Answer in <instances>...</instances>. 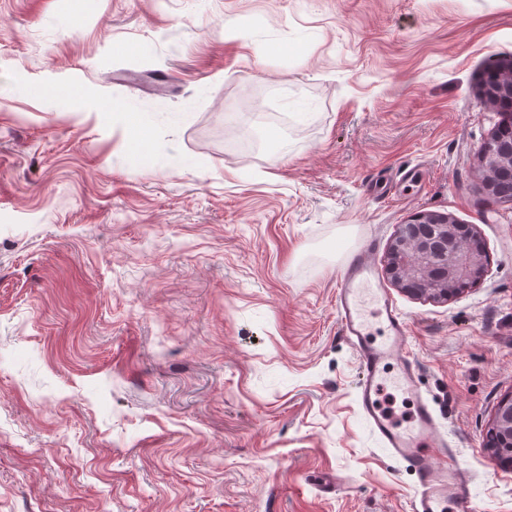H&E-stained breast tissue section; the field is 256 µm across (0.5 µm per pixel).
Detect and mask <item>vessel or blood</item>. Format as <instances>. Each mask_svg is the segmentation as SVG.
Returning <instances> with one entry per match:
<instances>
[{
    "label": "vessel or blood",
    "mask_w": 512,
    "mask_h": 512,
    "mask_svg": "<svg viewBox=\"0 0 512 512\" xmlns=\"http://www.w3.org/2000/svg\"><path fill=\"white\" fill-rule=\"evenodd\" d=\"M371 254L368 247L354 254L336 283L338 321L361 372L360 412L386 451L413 471L416 493L410 512H472L469 486L448 461L447 440L434 436L436 411L421 395L415 364L403 352L408 323L383 289L370 286ZM389 384L412 402L407 422H398L385 409L383 396Z\"/></svg>",
    "instance_id": "obj_1"
}]
</instances>
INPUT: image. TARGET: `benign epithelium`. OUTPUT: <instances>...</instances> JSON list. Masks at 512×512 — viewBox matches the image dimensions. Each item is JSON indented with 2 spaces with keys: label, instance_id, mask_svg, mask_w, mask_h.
Returning <instances> with one entry per match:
<instances>
[{
  "label": "benign epithelium",
  "instance_id": "1",
  "mask_svg": "<svg viewBox=\"0 0 512 512\" xmlns=\"http://www.w3.org/2000/svg\"><path fill=\"white\" fill-rule=\"evenodd\" d=\"M484 166L489 170L512 166V152L500 148L497 133L484 142L481 150ZM417 223L429 225L430 230L439 232L448 252L445 274L450 281L479 279L484 274L483 255L469 248L456 230L455 221L449 216L421 213ZM430 237L417 235L393 241L388 251L386 272L394 285L404 291L420 295L429 293L437 298H448V289L439 288L427 282L431 268ZM493 431L512 437V398L503 400L492 420Z\"/></svg>",
  "mask_w": 512,
  "mask_h": 512
}]
</instances>
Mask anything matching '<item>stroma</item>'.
I'll list each match as a JSON object with an SVG mask.
<instances>
[{"mask_svg": "<svg viewBox=\"0 0 512 512\" xmlns=\"http://www.w3.org/2000/svg\"><path fill=\"white\" fill-rule=\"evenodd\" d=\"M510 62L512 0H0V512H407L336 281L421 212L483 277L382 285L475 512H512ZM498 127L484 142L481 150V158L484 166L490 170L512 166V152H503L497 135ZM421 224H429V230L438 231L448 252V263L445 274L448 281L461 279H480L484 274L483 255L469 248L456 230V222L449 216L434 213H421L417 216V224L410 221L399 227L404 237L421 231ZM491 425L493 429L490 428L487 432V441L491 445L490 448H507L509 451L512 450V446L509 448L506 441L498 439V435L492 433L494 431V433H498L501 436L512 437V398L505 399L500 403Z\"/></svg>", "mask_w": 512, "mask_h": 512, "instance_id": "stroma-1", "label": "stroma"}]
</instances>
